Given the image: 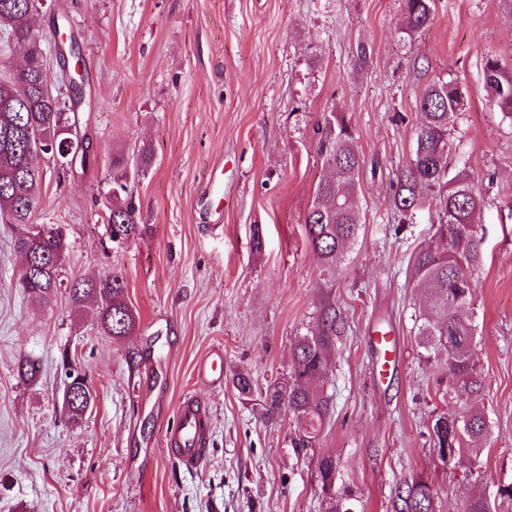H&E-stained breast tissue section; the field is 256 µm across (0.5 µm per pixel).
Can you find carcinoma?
<instances>
[{
    "instance_id": "obj_1",
    "label": "carcinoma",
    "mask_w": 512,
    "mask_h": 512,
    "mask_svg": "<svg viewBox=\"0 0 512 512\" xmlns=\"http://www.w3.org/2000/svg\"><path fill=\"white\" fill-rule=\"evenodd\" d=\"M404 2L405 31L425 27L432 14L431 0ZM37 9V0H0L3 44L11 39L13 44L28 48L30 54L29 63L19 72L0 73V220L13 226L17 233L15 246L24 260L39 265L31 275L21 272L19 287L29 296L49 302L62 286L60 270L66 240L53 234L41 238L31 235L46 170L32 165L30 132L38 129L49 136L56 135L67 102H73L77 109L85 99L80 76L73 66L68 68L72 77L69 101L45 88L43 44L31 24ZM484 82L503 115L511 119L512 70L491 57L484 68ZM464 105L453 80H441L425 91L420 100L422 124L409 162L398 177L393 205L405 215L420 205L422 190H446L439 199L440 224L444 227L441 242L419 251L413 261L412 276L427 298L419 314L418 336L427 357L445 356L452 380L471 391L481 384L474 359L476 325L462 304L472 303V272L482 262L483 237L476 221L481 196L474 177L465 170L450 172L455 153L450 122ZM318 154L330 177L319 183L305 224L310 245L325 269L332 271L347 245L356 240L362 224L360 210L354 203L362 160L352 146L351 131L344 119H336L322 135ZM151 164L152 154L146 147L129 157L119 155L112 159V166L121 174L113 179L107 223L111 232L124 240L134 239L147 229V225L139 223L132 184L145 175ZM125 288L124 278L115 272L80 277L67 286L74 303L88 299L96 302L100 326L111 340L128 335L136 327L137 317L125 300ZM336 333V316H323L318 333L298 338L288 380L270 383L262 397L267 415L285 410L308 421L305 431L291 439L293 448L312 447L328 415V398L315 383L327 374ZM81 377L79 372L69 375L71 385L83 388ZM83 395V399L68 407L74 419L81 417L93 400L91 389H85ZM432 431L438 452L457 456L465 451L476 457L481 453L477 443L487 436L489 426L483 414L471 411L437 418ZM396 498L400 508L395 512H435L434 488L422 477L405 482ZM358 503L352 491L339 488L335 495L323 496L322 509L349 512ZM463 512H494V508L486 497L473 494L465 500Z\"/></svg>"
}]
</instances>
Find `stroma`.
Returning a JSON list of instances; mask_svg holds the SVG:
<instances>
[{"label":"stroma","mask_w":512,"mask_h":512,"mask_svg":"<svg viewBox=\"0 0 512 512\" xmlns=\"http://www.w3.org/2000/svg\"><path fill=\"white\" fill-rule=\"evenodd\" d=\"M54 4L87 77L92 106L79 118L91 153L67 174L44 163L35 219L66 229L64 281L122 272L140 322L113 341L67 290L49 304L24 295L23 258L0 223V512H321L325 457L363 512H393L396 488L416 477L436 490V512H462L471 491L497 500L512 485V120L484 66L493 56L512 68V0H432L429 24L410 34L404 0ZM450 78L466 97L450 123L452 167L482 197L473 393L417 343L425 297L412 262L440 241L439 206L429 198L406 217L393 206L420 99ZM335 115L363 160L362 225L329 272L304 218L328 176L318 131ZM144 145L153 165L134 194L149 230L116 247L112 159ZM329 306L344 326L325 382L333 407L315 446L295 449L305 420L265 416L231 378L248 372L257 395L286 378L298 337L318 333ZM386 332L398 364L383 378L372 338ZM217 348L221 379L201 378ZM23 362L31 379L18 375ZM72 368L95 395L76 421L63 405ZM191 396L210 419L189 471L167 436ZM466 409L485 414L490 436L480 456L443 461L432 425Z\"/></svg>","instance_id":"obj_1"}]
</instances>
